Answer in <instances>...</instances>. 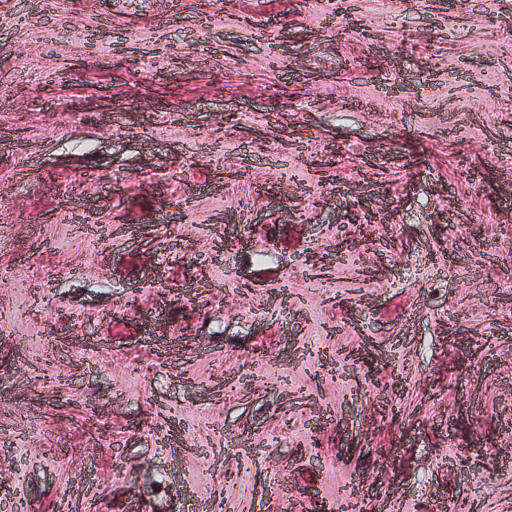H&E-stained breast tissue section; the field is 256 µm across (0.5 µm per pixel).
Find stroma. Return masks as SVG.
<instances>
[{"label":"stroma","mask_w":512,"mask_h":512,"mask_svg":"<svg viewBox=\"0 0 512 512\" xmlns=\"http://www.w3.org/2000/svg\"><path fill=\"white\" fill-rule=\"evenodd\" d=\"M439 484L512 512V0H0V499Z\"/></svg>","instance_id":"stroma-1"}]
</instances>
